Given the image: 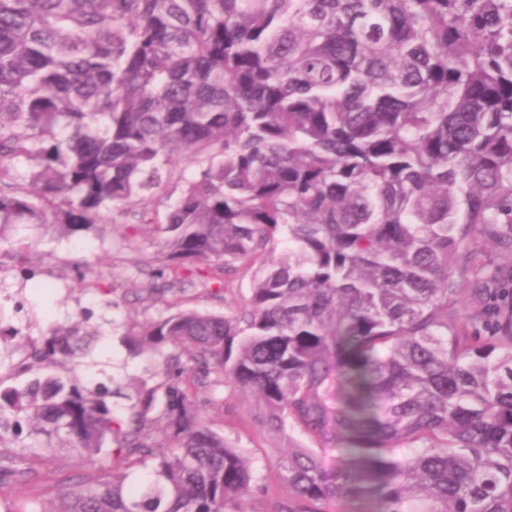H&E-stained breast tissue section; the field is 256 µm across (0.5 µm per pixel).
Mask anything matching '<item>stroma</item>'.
Here are the masks:
<instances>
[{
	"instance_id": "stroma-1",
	"label": "stroma",
	"mask_w": 512,
	"mask_h": 512,
	"mask_svg": "<svg viewBox=\"0 0 512 512\" xmlns=\"http://www.w3.org/2000/svg\"><path fill=\"white\" fill-rule=\"evenodd\" d=\"M128 226L129 220L119 208L113 210L111 223L75 236L55 229L45 231L18 225L11 238H35L29 264L40 271L41 280L48 288L38 291L19 268L5 265L0 270V309L9 313L16 303H23L29 312L27 333L34 338L50 324L76 320L85 307L93 311L91 325L111 322L121 332L131 323H141L164 313L165 304L146 298L149 279L145 271L157 267L158 248L152 239L130 236ZM78 264L89 267L104 286L110 287L108 301L83 293L73 278V268ZM252 278V273H238L219 297L199 286L188 288L180 305L201 312H228L247 297ZM201 405L214 429L256 461L269 487L268 492L251 496L248 512H274L275 504L285 498L278 479L279 462L287 447L307 445V438L291 430L280 435L269 432L258 419L253 402L229 388L212 399L202 400ZM104 464L101 458L81 462L61 456L50 480L32 487L16 485L12 494L0 499V512H7L18 498L31 492L38 495L43 507H52L60 490L81 486L90 476L98 474Z\"/></svg>"
}]
</instances>
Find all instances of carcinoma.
I'll return each mask as SVG.
<instances>
[{"instance_id": "1", "label": "carcinoma", "mask_w": 512, "mask_h": 512, "mask_svg": "<svg viewBox=\"0 0 512 512\" xmlns=\"http://www.w3.org/2000/svg\"><path fill=\"white\" fill-rule=\"evenodd\" d=\"M118 203L151 279L217 294L258 260L250 294L127 330L151 382L99 328L0 316V493L67 452L109 468L55 512H247L266 486L198 402L231 387L313 444L277 512H512V303L478 261L512 253V0H0V236ZM179 172L181 174V178L178 180L174 179L169 187L170 198L168 202L161 204H151L148 206L150 209H156L161 219L163 218V215L166 211V206L176 201L181 195L182 190L185 188L187 181L196 176L197 167L182 163L179 167Z\"/></svg>"}]
</instances>
